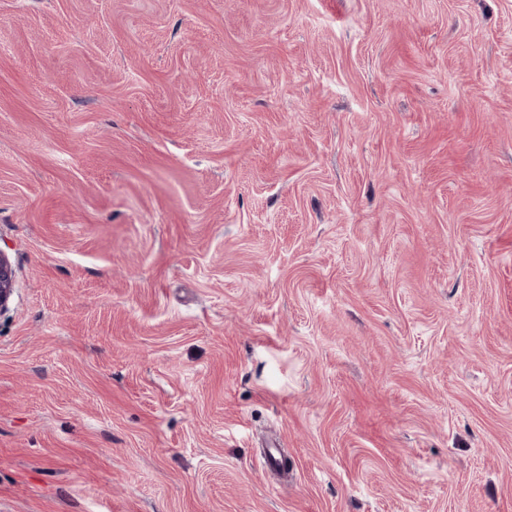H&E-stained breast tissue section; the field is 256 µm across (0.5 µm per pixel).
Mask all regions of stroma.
Segmentation results:
<instances>
[{"label": "stroma", "instance_id": "stroma-1", "mask_svg": "<svg viewBox=\"0 0 512 512\" xmlns=\"http://www.w3.org/2000/svg\"><path fill=\"white\" fill-rule=\"evenodd\" d=\"M0 249V512H512V0H0ZM14 270L9 256L0 249V318L10 311L14 296Z\"/></svg>", "mask_w": 512, "mask_h": 512}]
</instances>
